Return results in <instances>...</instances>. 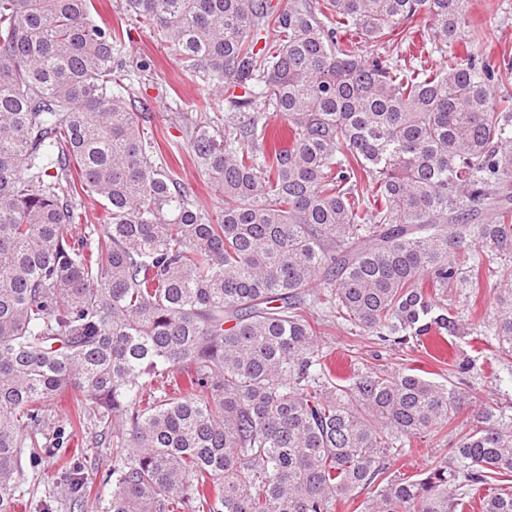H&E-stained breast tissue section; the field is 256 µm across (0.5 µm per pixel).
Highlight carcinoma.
I'll return each instance as SVG.
<instances>
[{
  "label": "carcinoma",
  "mask_w": 512,
  "mask_h": 512,
  "mask_svg": "<svg viewBox=\"0 0 512 512\" xmlns=\"http://www.w3.org/2000/svg\"><path fill=\"white\" fill-rule=\"evenodd\" d=\"M119 7L227 93L224 139L192 154L224 209L145 134L93 0H0V512L62 401L112 456L83 512L103 492L108 512H334L363 492V512H458L481 490L480 512H512L511 415L477 410L448 458L401 476L459 393L405 369L338 381L317 345L492 336L512 361V290L487 324L452 313L457 289L512 274L508 50L455 53L482 40L468 0Z\"/></svg>",
  "instance_id": "carcinoma-1"
}]
</instances>
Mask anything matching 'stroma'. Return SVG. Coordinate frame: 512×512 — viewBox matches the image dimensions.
Listing matches in <instances>:
<instances>
[{
	"label": "stroma",
	"mask_w": 512,
	"mask_h": 512,
	"mask_svg": "<svg viewBox=\"0 0 512 512\" xmlns=\"http://www.w3.org/2000/svg\"><path fill=\"white\" fill-rule=\"evenodd\" d=\"M471 13L483 29L485 44L512 45V0H472ZM94 19L98 25L118 28L122 38V56L127 66L144 65L139 75L140 100L149 117L146 132L156 139L174 159L181 178L196 187L201 204L212 211L223 208L224 200L205 187L203 178L191 162L192 148L203 134L222 139L224 116L228 103L224 94L207 95L196 79L182 72L177 60L169 53L166 43L149 28L120 13L117 0H95ZM323 349L334 352L336 373H349L350 354H357L362 365H382L389 369H414L426 379L448 384L463 392L465 400L459 420H466L471 409L502 407L512 414V365L492 369L491 350L475 354L469 339L457 340L452 351L458 356L474 357L477 373L462 377L452 373L448 364L439 362L420 350L400 352L378 344L370 336H352L335 330L321 337ZM50 436L61 437V448L42 453L38 460H24L21 489L27 504L25 512H82L61 479V467L73 455H85L84 472L88 484L99 487L105 479L112 458L107 449L91 444L88 429L79 427L73 416L61 408L46 414ZM453 437L441 440L415 439L397 467L400 472L414 476L428 470L438 459L447 457Z\"/></svg>",
	"instance_id": "35a3bbf8"
}]
</instances>
